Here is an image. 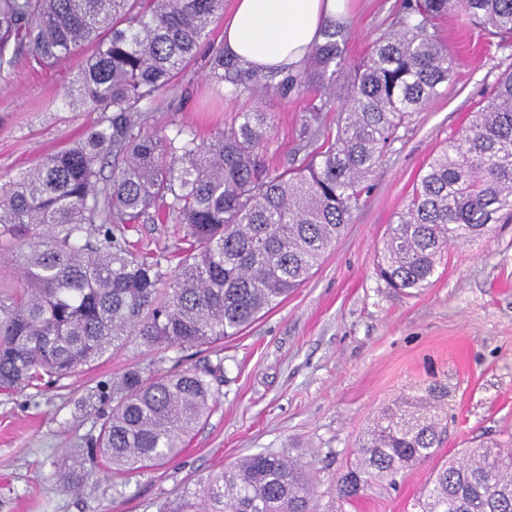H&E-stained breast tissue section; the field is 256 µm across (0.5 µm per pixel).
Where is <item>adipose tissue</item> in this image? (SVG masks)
<instances>
[{
    "instance_id": "ef3b65f1",
    "label": "adipose tissue",
    "mask_w": 512,
    "mask_h": 512,
    "mask_svg": "<svg viewBox=\"0 0 512 512\" xmlns=\"http://www.w3.org/2000/svg\"><path fill=\"white\" fill-rule=\"evenodd\" d=\"M348 0H234L224 23V48L245 66L285 69L299 65L340 19Z\"/></svg>"
}]
</instances>
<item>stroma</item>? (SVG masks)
Instances as JSON below:
<instances>
[{
  "instance_id": "stroma-1",
  "label": "stroma",
  "mask_w": 512,
  "mask_h": 512,
  "mask_svg": "<svg viewBox=\"0 0 512 512\" xmlns=\"http://www.w3.org/2000/svg\"><path fill=\"white\" fill-rule=\"evenodd\" d=\"M399 9L400 0H351L348 63H359L394 29ZM440 29L456 58L452 81L399 128L369 193L311 279L241 335L187 351L185 366L220 361L224 373L216 409L182 454L131 474L100 469L79 490L61 476L65 458L98 432L99 382L133 366H173L174 351L131 342L60 383L0 391V512H179L209 474L259 451L312 462L318 512H418L436 461L482 442L512 441V222L452 245L432 284L411 294L375 274L388 226L407 206L420 170L469 126L500 74L512 69V47H499L464 13ZM207 57L200 52L181 73L171 104L146 106L148 126L206 140L256 104L270 125L263 164L291 166L312 94L272 90L257 103L226 96L208 77ZM75 77L68 63L48 73L22 64L0 77V183L101 120L100 112L69 103L65 90ZM181 236L170 222L140 224L129 234L155 254L174 252ZM436 381L448 386V435L435 460L340 496L337 480L377 411Z\"/></svg>"
}]
</instances>
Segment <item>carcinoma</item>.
Returning a JSON list of instances; mask_svg holds the SVG:
<instances>
[{
  "instance_id": "obj_1",
  "label": "carcinoma",
  "mask_w": 512,
  "mask_h": 512,
  "mask_svg": "<svg viewBox=\"0 0 512 512\" xmlns=\"http://www.w3.org/2000/svg\"><path fill=\"white\" fill-rule=\"evenodd\" d=\"M463 10L512 43V0H401L398 27L381 34L343 81L348 33L323 31L311 65L277 80L224 48L209 79L230 96L270 88L314 91L292 168L268 169L259 150L265 113L250 109L209 141L150 131L157 103L193 60L224 0H0V76L26 59L74 63L72 105L105 113L73 146L0 186V257L17 277L0 298V389L68 378L134 340L147 350L198 349L235 336L281 304L342 236L368 180L408 114L442 94L455 59L439 23ZM95 52L83 56L85 45ZM340 103L336 134L316 150L322 112ZM110 167V175L103 169ZM512 215V72L461 136L434 155L406 209L389 225L377 272L396 291L425 288L455 242ZM171 219L183 247L143 253L137 224ZM221 365L132 367L95 397L111 403L89 445L115 471L176 458L216 406ZM448 387L382 408L338 479L345 497L376 478L432 458L448 430ZM181 512H317L312 466L256 452L210 476ZM420 512H512V448H472L437 469Z\"/></svg>"
}]
</instances>
